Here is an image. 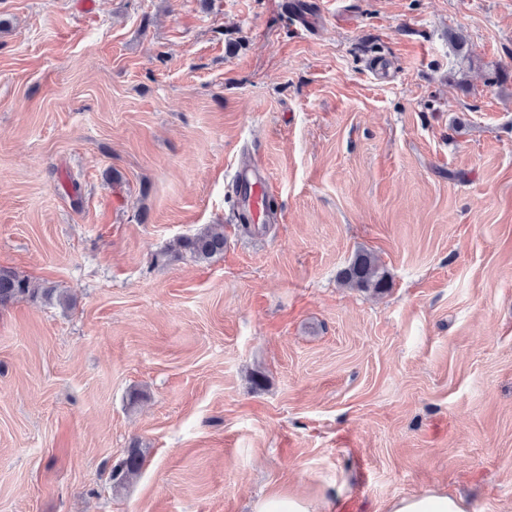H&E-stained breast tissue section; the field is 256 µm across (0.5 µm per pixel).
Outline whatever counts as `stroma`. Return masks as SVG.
Masks as SVG:
<instances>
[{
    "instance_id": "stroma-1",
    "label": "stroma",
    "mask_w": 512,
    "mask_h": 512,
    "mask_svg": "<svg viewBox=\"0 0 512 512\" xmlns=\"http://www.w3.org/2000/svg\"><path fill=\"white\" fill-rule=\"evenodd\" d=\"M0 267V512H512V0H0ZM235 186L243 214L254 224L267 222L270 217L269 178L255 165L237 173ZM224 252V227L207 224L191 236L173 239L162 258L180 260L189 257L196 262H206ZM343 283L381 293L387 288V275L378 258L369 251H359L352 262L340 272ZM19 298L45 302L56 300L60 305H69V299L57 288L52 286L36 287L28 278L21 277L10 269L0 268V306H5ZM144 455L139 448H131L117 467L112 470V480L117 486L124 485L130 478L136 477L143 466ZM385 512H470L465 499L429 487L409 497L391 500ZM319 502L297 493L275 494L260 501L256 512H321Z\"/></svg>"
}]
</instances>
